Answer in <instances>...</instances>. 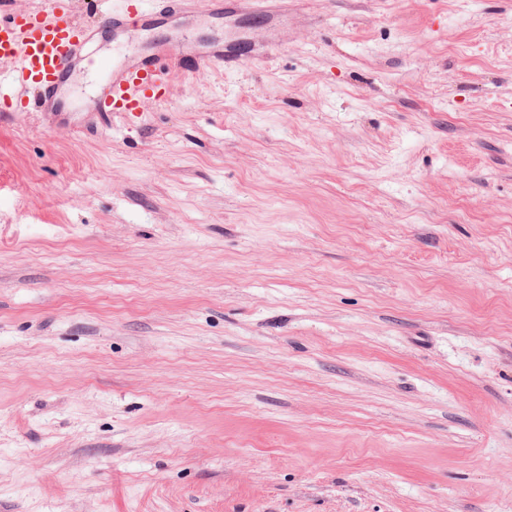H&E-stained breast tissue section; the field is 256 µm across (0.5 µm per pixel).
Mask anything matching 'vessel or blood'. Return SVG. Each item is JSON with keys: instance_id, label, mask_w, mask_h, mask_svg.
Instances as JSON below:
<instances>
[{"instance_id": "vessel-or-blood-1", "label": "vessel or blood", "mask_w": 512, "mask_h": 512, "mask_svg": "<svg viewBox=\"0 0 512 512\" xmlns=\"http://www.w3.org/2000/svg\"><path fill=\"white\" fill-rule=\"evenodd\" d=\"M69 3L44 0L42 7L20 13L13 0H0V70L10 72L9 86H0V110L31 106L43 122L62 123L70 110L66 92L76 73L90 66L98 74L83 124H109L114 115L140 112L144 100L166 89L174 71L232 69L268 58L276 43L212 39L186 54L168 41L152 40L111 65L92 53L103 36L117 44L135 33L180 28L200 19L226 23L247 15L265 21L285 7V0H123L90 26L74 20Z\"/></svg>"}]
</instances>
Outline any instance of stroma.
Instances as JSON below:
<instances>
[{
	"instance_id": "35a3bbf8",
	"label": "stroma",
	"mask_w": 512,
	"mask_h": 512,
	"mask_svg": "<svg viewBox=\"0 0 512 512\" xmlns=\"http://www.w3.org/2000/svg\"><path fill=\"white\" fill-rule=\"evenodd\" d=\"M135 123L0 112V512H512V0H288Z\"/></svg>"
}]
</instances>
